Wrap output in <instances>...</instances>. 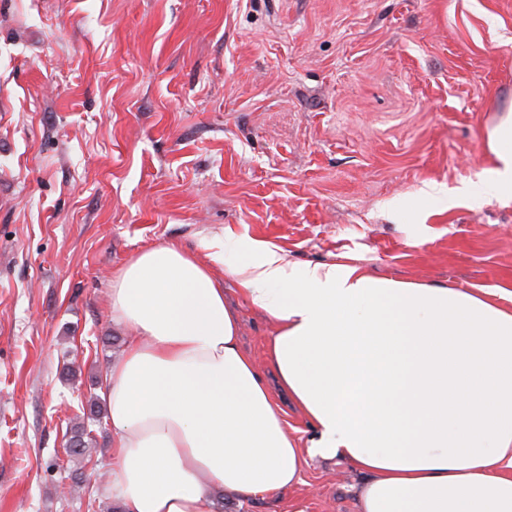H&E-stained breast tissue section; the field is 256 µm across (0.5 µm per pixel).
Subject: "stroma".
<instances>
[{
  "instance_id": "35a3bbf8",
  "label": "stroma",
  "mask_w": 512,
  "mask_h": 512,
  "mask_svg": "<svg viewBox=\"0 0 512 512\" xmlns=\"http://www.w3.org/2000/svg\"><path fill=\"white\" fill-rule=\"evenodd\" d=\"M511 108L512 0H0V512H110L107 484L61 488L112 465L88 410L140 250L230 225L302 264L512 285V200L458 196ZM214 271L263 361L272 322ZM368 478L309 456L222 512H358Z\"/></svg>"
}]
</instances>
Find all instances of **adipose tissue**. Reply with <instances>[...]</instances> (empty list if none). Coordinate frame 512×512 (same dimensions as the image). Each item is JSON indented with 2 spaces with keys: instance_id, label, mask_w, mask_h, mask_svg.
<instances>
[{
  "instance_id": "obj_1",
  "label": "adipose tissue",
  "mask_w": 512,
  "mask_h": 512,
  "mask_svg": "<svg viewBox=\"0 0 512 512\" xmlns=\"http://www.w3.org/2000/svg\"><path fill=\"white\" fill-rule=\"evenodd\" d=\"M493 168L472 202L512 198V111L487 131ZM275 329L265 353L315 428L288 433L211 267ZM128 336L101 396L120 512H214L301 481L304 451L369 473L360 512H512V290L374 278L356 261L301 264L232 227L197 251H139L112 275Z\"/></svg>"
}]
</instances>
